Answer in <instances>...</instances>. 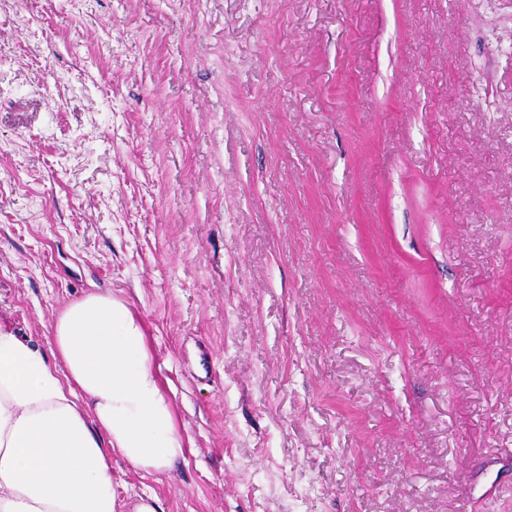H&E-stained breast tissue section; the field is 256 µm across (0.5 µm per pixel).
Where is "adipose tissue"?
I'll return each instance as SVG.
<instances>
[{"label":"adipose tissue","instance_id":"adipose-tissue-1","mask_svg":"<svg viewBox=\"0 0 512 512\" xmlns=\"http://www.w3.org/2000/svg\"><path fill=\"white\" fill-rule=\"evenodd\" d=\"M190 451L124 300L70 302L46 350L0 320V512H116L113 459L168 474Z\"/></svg>","mask_w":512,"mask_h":512}]
</instances>
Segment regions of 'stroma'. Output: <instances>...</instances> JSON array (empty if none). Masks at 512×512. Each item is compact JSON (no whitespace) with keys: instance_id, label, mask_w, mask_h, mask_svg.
Here are the masks:
<instances>
[{"instance_id":"obj_1","label":"stroma","mask_w":512,"mask_h":512,"mask_svg":"<svg viewBox=\"0 0 512 512\" xmlns=\"http://www.w3.org/2000/svg\"><path fill=\"white\" fill-rule=\"evenodd\" d=\"M91 291L193 448L116 512H512V0H0V315Z\"/></svg>"}]
</instances>
